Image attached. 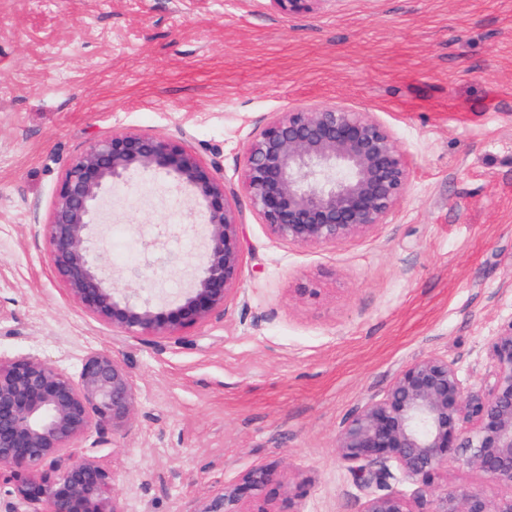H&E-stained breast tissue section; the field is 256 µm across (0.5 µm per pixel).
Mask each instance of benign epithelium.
Segmentation results:
<instances>
[{"mask_svg":"<svg viewBox=\"0 0 512 512\" xmlns=\"http://www.w3.org/2000/svg\"><path fill=\"white\" fill-rule=\"evenodd\" d=\"M270 2L292 17L328 0ZM410 173L388 126L336 104L273 113L243 153V183L260 223L303 248L334 246L384 223ZM133 177L172 180L201 215L204 249L172 300L114 287L96 243L108 195ZM40 233L67 295L127 336H177L226 309L242 279V224L224 178L184 141L161 135L114 131L92 141L62 176ZM487 359L489 369L469 385L455 361L420 356L344 419L336 450L364 492L359 512H512V494L490 500L473 488L435 485L458 463L512 489V320L489 342ZM135 403L132 376L107 350L87 356L77 378L37 356L0 357V476L27 512H121L98 442H84L94 428L126 430ZM391 479L417 491H393ZM277 480L276 466H255L196 512H279L272 501H251Z\"/></svg>","mask_w":512,"mask_h":512,"instance_id":"1","label":"benign epithelium"}]
</instances>
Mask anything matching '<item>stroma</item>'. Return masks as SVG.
I'll list each match as a JSON object with an SVG mask.
<instances>
[{"label": "stroma", "instance_id": "stroma-1", "mask_svg": "<svg viewBox=\"0 0 512 512\" xmlns=\"http://www.w3.org/2000/svg\"><path fill=\"white\" fill-rule=\"evenodd\" d=\"M321 103L373 113L411 174L384 224L304 249L254 214L243 147L272 113ZM115 130L185 140L237 201L239 291L175 337L95 320L33 231L72 159ZM109 204L117 287L145 288L129 268L147 264L175 297L202 251L190 197L134 183ZM511 320L512 0H327L290 18L269 0H0V355L123 362L133 422L97 452L120 512H193L265 464L287 480L265 490L281 512H358L343 420L426 354L477 382Z\"/></svg>", "mask_w": 512, "mask_h": 512}]
</instances>
